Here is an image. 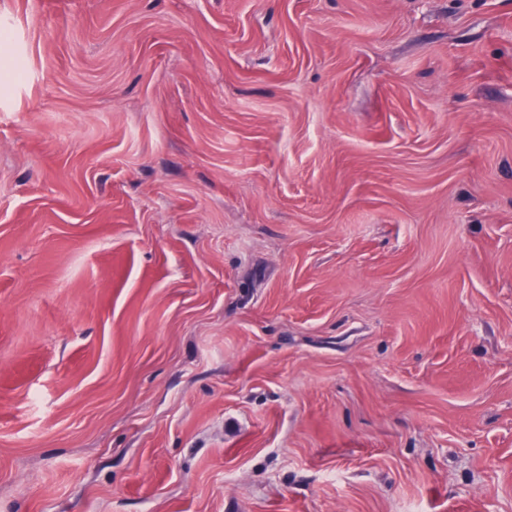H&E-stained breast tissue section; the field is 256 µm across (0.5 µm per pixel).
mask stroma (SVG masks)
<instances>
[{
  "instance_id": "obj_1",
  "label": "stroma",
  "mask_w": 512,
  "mask_h": 512,
  "mask_svg": "<svg viewBox=\"0 0 512 512\" xmlns=\"http://www.w3.org/2000/svg\"><path fill=\"white\" fill-rule=\"evenodd\" d=\"M0 512H512V0H0Z\"/></svg>"
}]
</instances>
